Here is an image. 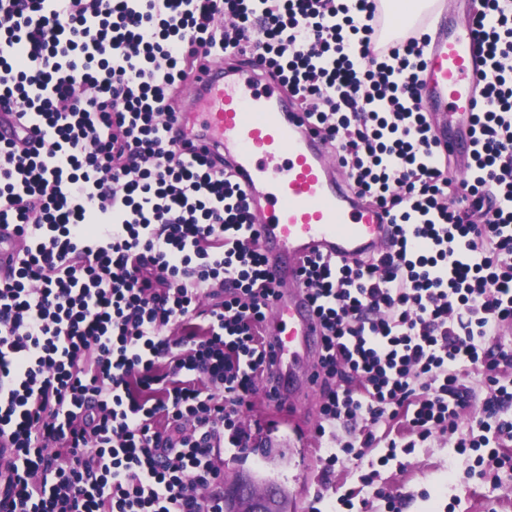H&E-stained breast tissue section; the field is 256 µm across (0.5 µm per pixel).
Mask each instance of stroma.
<instances>
[{
  "mask_svg": "<svg viewBox=\"0 0 512 512\" xmlns=\"http://www.w3.org/2000/svg\"><path fill=\"white\" fill-rule=\"evenodd\" d=\"M319 396L301 407L277 406L253 396L252 406L242 413L245 428L252 430V444L244 450L225 449L217 465L225 483L239 475H255L259 485L284 487L295 512H338V499L355 489L363 502L361 512H388L396 503L401 512H512V474L500 481L478 473L474 455L453 451L455 438L434 435L403 456L401 464L381 468L373 485L363 486L369 462L381 451L370 448L364 460L325 475L322 453L315 436L319 421ZM274 421V434L256 432V422Z\"/></svg>",
  "mask_w": 512,
  "mask_h": 512,
  "instance_id": "35a3bbf8",
  "label": "stroma"
}]
</instances>
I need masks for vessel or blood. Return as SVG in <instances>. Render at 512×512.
<instances>
[{"instance_id":"1","label":"vessel or blood","mask_w":512,"mask_h":512,"mask_svg":"<svg viewBox=\"0 0 512 512\" xmlns=\"http://www.w3.org/2000/svg\"><path fill=\"white\" fill-rule=\"evenodd\" d=\"M484 65L471 31L440 27L419 75L422 107L462 116L454 129L434 127L438 145L469 148L474 81ZM181 126L196 147L216 145L231 163L255 217L264 265L277 285L267 332L273 345V387L294 396L312 385L320 328L302 285L306 260H349L381 251L391 236L382 209L363 201L332 154L279 83L252 69L215 62L180 86ZM18 239L0 227V274L15 266Z\"/></svg>"}]
</instances>
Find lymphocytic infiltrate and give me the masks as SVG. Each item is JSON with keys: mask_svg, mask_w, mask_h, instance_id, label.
<instances>
[{"mask_svg": "<svg viewBox=\"0 0 512 512\" xmlns=\"http://www.w3.org/2000/svg\"><path fill=\"white\" fill-rule=\"evenodd\" d=\"M378 0H0V497L14 512H224L215 447L270 376L273 294L224 155L169 139L199 59L250 54L300 99L336 161L398 227L386 250L303 271L322 326L317 437L328 469L380 465L460 409L482 475L512 466V7L473 17L487 64L464 189L431 135L425 24L377 44ZM485 371L484 396L467 386ZM18 238L11 226L0 227V274L6 276L15 266Z\"/></svg>", "mask_w": 512, "mask_h": 512, "instance_id": "lymphocytic-infiltrate-1", "label": "lymphocytic infiltrate"}]
</instances>
